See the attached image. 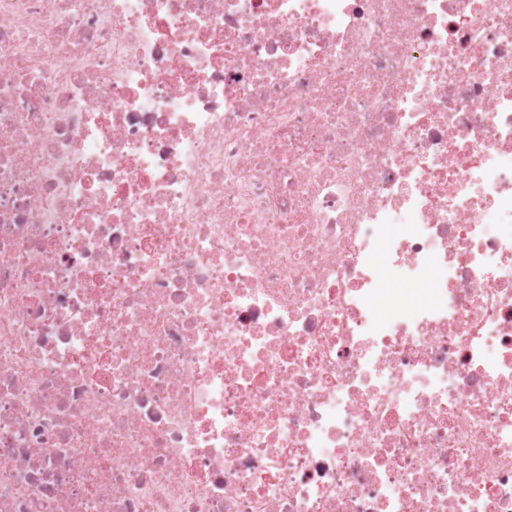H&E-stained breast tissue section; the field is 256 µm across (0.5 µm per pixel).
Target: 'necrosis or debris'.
Returning a JSON list of instances; mask_svg holds the SVG:
<instances>
[{"label": "necrosis or debris", "instance_id": "obj_1", "mask_svg": "<svg viewBox=\"0 0 512 512\" xmlns=\"http://www.w3.org/2000/svg\"><path fill=\"white\" fill-rule=\"evenodd\" d=\"M0 512H512V0H0Z\"/></svg>", "mask_w": 512, "mask_h": 512}]
</instances>
